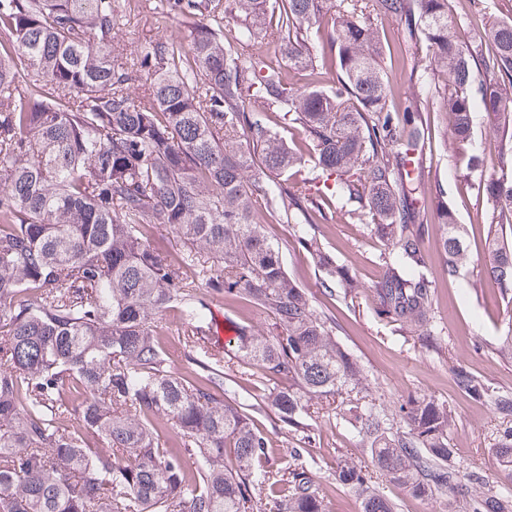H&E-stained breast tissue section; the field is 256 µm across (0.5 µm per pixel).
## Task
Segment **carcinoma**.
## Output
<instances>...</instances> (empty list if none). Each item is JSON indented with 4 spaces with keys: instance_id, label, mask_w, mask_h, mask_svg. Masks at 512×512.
I'll return each mask as SVG.
<instances>
[{
    "instance_id": "obj_1",
    "label": "carcinoma",
    "mask_w": 512,
    "mask_h": 512,
    "mask_svg": "<svg viewBox=\"0 0 512 512\" xmlns=\"http://www.w3.org/2000/svg\"><path fill=\"white\" fill-rule=\"evenodd\" d=\"M228 4L241 18L230 37L217 20L223 0H165L192 24L190 44L157 43L135 61L115 43L112 0H0V512H325L324 487L298 449L285 476L267 467L269 437L247 404L224 396L226 358L274 384L262 403L300 444L315 441V416L351 425L375 472L344 459L336 481L362 512H396L380 478L426 499L450 494L466 512H512L511 493L476 474L462 480L451 465L447 403L376 398L333 316L286 273L257 210L261 201L271 217L296 210L308 224L324 200L299 192L301 172L310 162L335 176L344 215L385 242L375 314L433 347L436 280L406 165L438 138L469 142L478 103L489 129L512 122V15L469 39L449 0ZM330 12L322 43L335 58L311 38ZM204 15L211 23H196ZM385 18L423 37V108L443 127L393 107L374 24ZM272 30L288 69H311L307 87L249 53ZM272 115L300 128L311 150L289 147ZM509 156L512 139H499L469 162ZM483 191L492 228L483 278L512 299L503 232L512 179ZM435 201L440 274L457 279L471 259L467 229L442 195ZM161 231L179 238L182 256L156 244ZM293 237L323 267L324 290L359 293L316 237L298 223ZM223 295L248 299L263 325L239 326L222 352L191 331L180 351L191 370L174 372L160 343L167 313L200 323ZM451 372L458 391L490 403L498 431L488 452L512 475V392ZM171 434L174 452L164 448Z\"/></svg>"
}]
</instances>
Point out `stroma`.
I'll return each instance as SVG.
<instances>
[{
	"label": "stroma",
	"mask_w": 512,
	"mask_h": 512,
	"mask_svg": "<svg viewBox=\"0 0 512 512\" xmlns=\"http://www.w3.org/2000/svg\"><path fill=\"white\" fill-rule=\"evenodd\" d=\"M117 20V38L127 52L141 54L148 45L164 42L188 45L190 32L180 18L163 15L162 0H112ZM453 13L464 28L479 31L489 17L512 13V0H450ZM391 42V55L385 65L397 86L402 105L413 102L422 73L426 48L396 19L379 21ZM512 135V126L490 131L483 120H476L472 144L459 147L435 144L431 164L410 166L411 185L420 221L432 223L431 202L435 184H442L444 196L454 208L459 223L468 229L472 263L465 266L459 280L440 277V256L436 234L423 238L428 267L437 273L435 288L436 344L422 348L415 337L379 319L374 312L372 287L383 272L384 244L369 227L351 224L342 212L341 200L324 206V214L308 225L323 250L349 266L362 285L356 298L342 292L325 294L324 277L318 261L299 247L286 220L269 219V237L280 248L289 276L311 295L314 305L334 315L339 341L365 365L374 387L386 399L417 395L447 401L454 414L453 444L460 477L479 473L488 488L512 491V476L501 471L488 449L495 437V420L489 404L474 401L454 388L450 368L458 364L487 379L500 391L512 390V359L488 351V344L512 332V300L481 281V264L489 225L482 183L491 177L512 178V162L479 170H467L470 155L489 150L496 136ZM232 384L227 398L246 404L259 403L269 384L251 365L232 366ZM314 429L320 436L314 446L305 448L303 466L315 473L326 489V512H361V501L349 488L337 483L336 467L349 457L364 466L372 460L362 450L360 436L351 426L325 418Z\"/></svg>",
	"instance_id": "1"
}]
</instances>
